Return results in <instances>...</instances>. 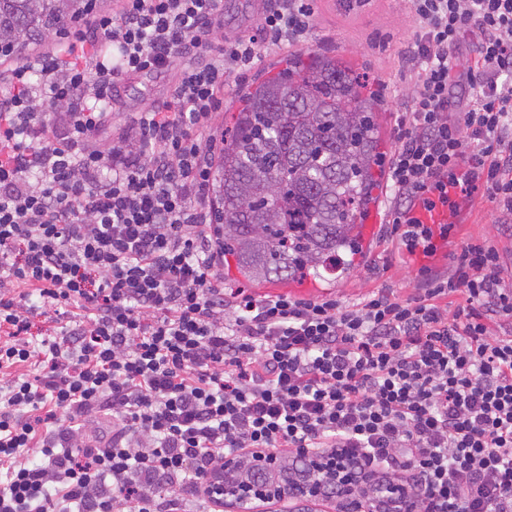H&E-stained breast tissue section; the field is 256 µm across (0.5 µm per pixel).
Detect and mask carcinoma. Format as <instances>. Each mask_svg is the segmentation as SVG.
<instances>
[{
	"instance_id": "obj_1",
	"label": "carcinoma",
	"mask_w": 512,
	"mask_h": 512,
	"mask_svg": "<svg viewBox=\"0 0 512 512\" xmlns=\"http://www.w3.org/2000/svg\"><path fill=\"white\" fill-rule=\"evenodd\" d=\"M89 8L0 0V49L17 53ZM375 93L335 55L288 56L240 95L211 180L235 278L336 285L356 267L385 151Z\"/></svg>"
}]
</instances>
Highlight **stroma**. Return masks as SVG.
<instances>
[{
    "instance_id": "35a3bbf8",
    "label": "stroma",
    "mask_w": 512,
    "mask_h": 512,
    "mask_svg": "<svg viewBox=\"0 0 512 512\" xmlns=\"http://www.w3.org/2000/svg\"><path fill=\"white\" fill-rule=\"evenodd\" d=\"M347 0H316V23L303 43L272 47L262 52L258 66L231 75L224 91V107L232 109L238 96L260 73L261 66H277L291 54L329 51L350 61L360 76L375 85L381 98L379 123L384 138H391L394 114L400 111L412 90L409 71L401 62V51L413 25L405 0H369L364 6L347 9ZM473 209L469 223L459 225L460 236L493 239L505 263L512 267V226L507 225L495 204L482 190L472 191ZM423 255H409L376 232L365 246L364 259L351 276L337 282L335 291L353 301L378 288L408 295L423 266Z\"/></svg>"
}]
</instances>
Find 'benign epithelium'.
Wrapping results in <instances>:
<instances>
[{
    "label": "benign epithelium",
    "mask_w": 512,
    "mask_h": 512,
    "mask_svg": "<svg viewBox=\"0 0 512 512\" xmlns=\"http://www.w3.org/2000/svg\"><path fill=\"white\" fill-rule=\"evenodd\" d=\"M302 473L292 476L261 451L249 462L224 459V471L211 478L210 493L224 503V512H258L257 503H288L287 512H320L332 503L336 512H376L380 500L391 501L396 512H419V502L403 486L383 487V498L364 490L354 471L330 452L300 448Z\"/></svg>",
    "instance_id": "7a95c632"
}]
</instances>
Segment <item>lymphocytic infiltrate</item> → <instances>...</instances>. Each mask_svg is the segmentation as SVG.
<instances>
[{"instance_id": "f902f5d3", "label": "lymphocytic infiltrate", "mask_w": 512, "mask_h": 512, "mask_svg": "<svg viewBox=\"0 0 512 512\" xmlns=\"http://www.w3.org/2000/svg\"><path fill=\"white\" fill-rule=\"evenodd\" d=\"M115 2L0 72V512H182L225 457L293 448L364 462L422 512H512V275L492 241L403 298L224 279L212 119L230 72L306 40L314 0H262L255 31L218 42L221 0ZM408 2L390 234L430 253L449 229L408 220L415 202L479 183L512 217V0ZM171 71L112 132L126 85Z\"/></svg>"}]
</instances>
